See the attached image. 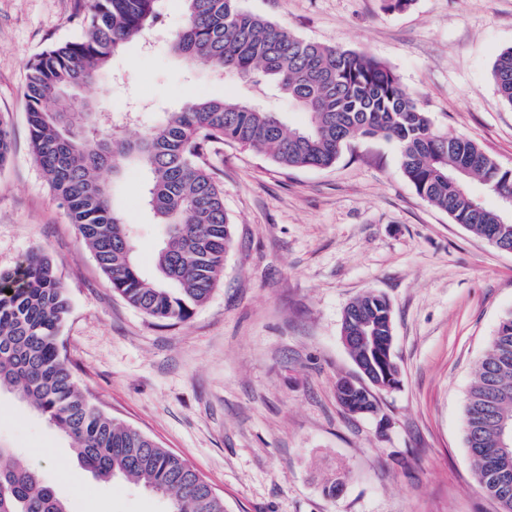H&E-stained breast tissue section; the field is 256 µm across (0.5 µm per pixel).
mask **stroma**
Segmentation results:
<instances>
[{"instance_id":"obj_1","label":"stroma","mask_w":512,"mask_h":512,"mask_svg":"<svg viewBox=\"0 0 512 512\" xmlns=\"http://www.w3.org/2000/svg\"><path fill=\"white\" fill-rule=\"evenodd\" d=\"M87 0H0V116L11 150L0 165V272L33 251L49 257L70 299L61 328L83 392L117 422L187 460L225 512H501L479 486L464 444L463 406L501 319L512 312V253L453 223L404 176L397 145L356 138L326 169H286L231 143L208 162L224 190L233 244L209 299L186 321H161L109 284L31 150L26 67L82 32ZM302 39L365 52L389 66L445 135L474 140L512 168V107L494 61L512 46V0H242ZM184 24L170 0L150 52L129 43L111 75L79 90L119 112L145 107L127 135L160 125L193 96L237 97L241 83L185 68L169 50ZM145 175L124 177L139 264L153 274L163 234L142 200ZM375 291L390 301L398 388L378 417L336 398L354 374L341 340L345 306ZM387 428H380V420ZM0 442L36 468L71 512H167L126 479L86 476L68 439L9 392ZM336 486L328 494V486Z\"/></svg>"}]
</instances>
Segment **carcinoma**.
I'll list each match as a JSON object with an SVG mask.
<instances>
[{
  "label": "carcinoma",
  "instance_id": "cac0c4a2",
  "mask_svg": "<svg viewBox=\"0 0 512 512\" xmlns=\"http://www.w3.org/2000/svg\"><path fill=\"white\" fill-rule=\"evenodd\" d=\"M164 2L90 0L81 35L34 58L24 91L35 159L113 290L130 305L184 321L223 274L232 231L207 155L224 142L301 169L334 165L359 136L393 141L420 198L473 234L512 249V215L485 207L469 188L477 181L500 198L512 195V170L474 141L439 133L382 62L299 38L241 0H181L185 24L170 51L188 66L203 62L239 79L251 93L272 88L305 114V124L292 128L247 97L190 99L161 125L128 139L122 131L128 113L109 123L92 105L64 101L74 89L97 83L127 43L149 48L148 33ZM493 75L502 101L512 107V47L499 54ZM129 169L146 174L145 201L164 226L151 279L140 270L116 194ZM105 171L112 182L102 178ZM68 311L66 290L44 255L32 252L16 270L0 274V391L13 393L69 438L81 466L96 478L139 482L166 498L170 512H224V501L186 460L112 420L86 397L59 344ZM341 332L372 340L346 344L359 378L369 382L340 403L352 413L374 412V391L390 388L399 373L389 354L387 299L368 292L350 302ZM464 416L478 483L502 512H512V457L496 448L497 422L512 420V314L501 320L478 365ZM0 512L70 507L37 469L0 444Z\"/></svg>",
  "mask_w": 512,
  "mask_h": 512
}]
</instances>
